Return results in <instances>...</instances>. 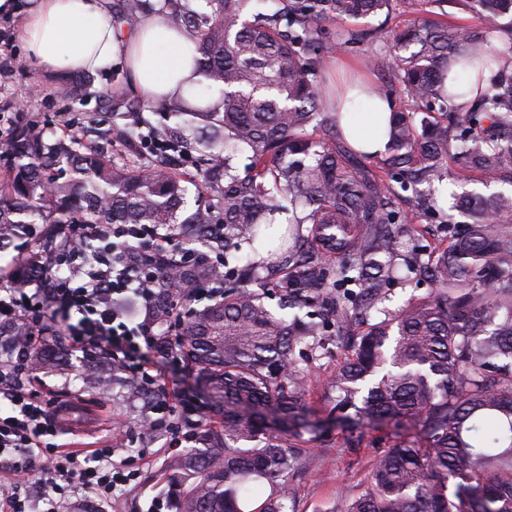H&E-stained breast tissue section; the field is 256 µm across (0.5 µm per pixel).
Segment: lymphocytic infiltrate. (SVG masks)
<instances>
[{"label": "lymphocytic infiltrate", "instance_id": "f902f5d3", "mask_svg": "<svg viewBox=\"0 0 512 512\" xmlns=\"http://www.w3.org/2000/svg\"><path fill=\"white\" fill-rule=\"evenodd\" d=\"M62 233L47 261L35 256L20 259L19 270L39 265L43 274L30 280L28 287L10 288L0 295V319L26 326L28 334L23 346L29 350L42 344L51 332L53 316H62L68 322L72 347L119 361L139 385L155 387L160 374L141 351L158 346L156 329L161 318L152 285L162 260L172 250L171 238L140 224H67ZM90 234L115 238L124 248L143 249L150 262L135 274L106 254L99 262H82L73 244ZM132 295L142 308L138 320L132 318L127 307ZM20 369L19 363L10 360L0 363V396L8 402L7 409L0 410V467L15 476L10 489L0 495V512H29L27 485L32 481L38 482L48 497L63 485L73 490L108 493L128 485L131 473L124 466L113 464L108 448L93 450L96 463L85 467L74 453L56 449L51 454L50 467L41 473L35 471L34 461L45 437L57 433L56 419L50 411L51 401L21 382Z\"/></svg>", "mask_w": 512, "mask_h": 512}]
</instances>
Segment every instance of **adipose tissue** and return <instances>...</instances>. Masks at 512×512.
<instances>
[{
  "label": "adipose tissue",
  "mask_w": 512,
  "mask_h": 512,
  "mask_svg": "<svg viewBox=\"0 0 512 512\" xmlns=\"http://www.w3.org/2000/svg\"><path fill=\"white\" fill-rule=\"evenodd\" d=\"M27 59L50 72L108 73L123 70L150 106L181 97L193 100L201 80L194 46L159 14L146 13L122 30L106 0H30L19 27ZM340 109L348 113L343 134L355 149L382 153L390 104L352 88Z\"/></svg>",
  "instance_id": "1"
}]
</instances>
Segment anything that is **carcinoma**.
Returning a JSON list of instances; mask_svg holds the SVG:
<instances>
[{
    "mask_svg": "<svg viewBox=\"0 0 512 512\" xmlns=\"http://www.w3.org/2000/svg\"><path fill=\"white\" fill-rule=\"evenodd\" d=\"M204 2L168 22L195 43L198 71L219 96L179 102L163 132L205 164L195 211L178 220L186 189L164 160L121 166L75 139L47 143L31 122L0 145L17 159L0 184V239H41L38 225L77 220L173 231L196 257L170 253L176 283H154L164 314L174 299L192 306L215 281L209 253L224 254L241 285L193 311L175 338L224 400V420L200 433L201 447L170 463L168 482L183 489L177 512H294L290 479L313 464L300 442L324 432L304 401L295 348L322 333L319 316L354 336L329 381L351 445L386 420L415 428L382 451L344 512H512V0H424L491 29L421 21L393 35L408 105L391 104L376 172L323 102L324 23L387 13L396 0H288L284 14L249 18L252 0ZM472 173L502 189L454 210L419 189ZM400 198L449 225L452 242L418 246L405 261L431 283L425 296L354 332V308L375 305L408 233ZM276 213L288 228L267 242L262 226ZM236 241L250 247L246 258L229 253ZM271 276L288 316L266 303ZM60 353L40 346L33 360L52 366Z\"/></svg>",
    "mask_w": 512,
    "mask_h": 512,
    "instance_id": "obj_1",
    "label": "carcinoma"
}]
</instances>
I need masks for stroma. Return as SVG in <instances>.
Returning <instances> with one entry per match:
<instances>
[{"mask_svg":"<svg viewBox=\"0 0 512 512\" xmlns=\"http://www.w3.org/2000/svg\"><path fill=\"white\" fill-rule=\"evenodd\" d=\"M421 5H407L403 0L392 13L352 20L343 24L325 23L326 38L335 48L323 57L321 79L324 91H334L345 76H364L371 86L402 101L401 88L391 68L394 52L392 35L415 18H425ZM20 16L0 18V56L14 60V69L0 79V135L32 121L39 122L46 139L74 138L87 146L104 151L112 160L140 155L142 163L152 160V153L138 140L126 137L129 123L143 121L145 127H161L165 122L163 107H146L129 86L121 71L93 74L91 86L82 91L81 102L63 97L58 87L62 74L41 70L26 61L17 38ZM365 33L359 44L344 46L339 42L343 31ZM324 348L300 350V365L306 371V403L315 418H333V403L327 394V380L351 345L346 338L328 336ZM152 357L166 369V389H192L199 410L177 411L176 428L171 433H150L143 429L147 406L126 396L133 377L123 369H114L111 359L99 356H61L55 371L44 372L26 365L21 380L48 398L64 406V424L56 444L89 459L96 448L114 447L113 461H129L135 478L114 496L82 491L67 499L65 512H176L166 479L171 460L193 447L202 425L220 421L223 415L211 393L197 387L184 362L173 361L169 351L156 349ZM402 424L385 421L365 430L360 447L344 444V433L328 427L325 436L307 441L317 459L314 470L296 475L290 485L295 512H339L346 497L357 494L365 485L378 454Z\"/></svg>","mask_w":512,"mask_h":512,"instance_id":"1","label":"stroma"}]
</instances>
